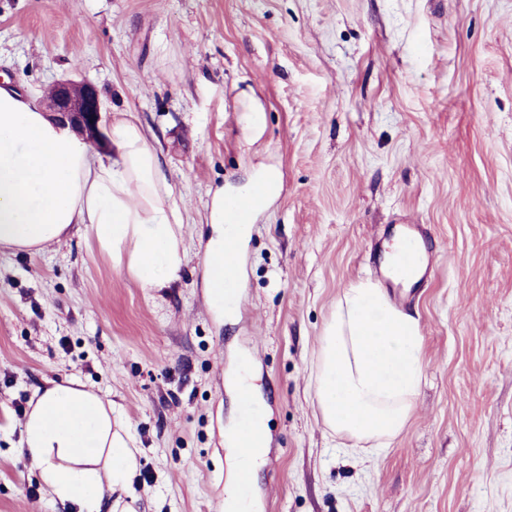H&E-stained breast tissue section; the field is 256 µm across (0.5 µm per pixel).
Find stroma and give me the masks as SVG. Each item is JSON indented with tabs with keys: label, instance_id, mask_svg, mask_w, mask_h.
I'll return each mask as SVG.
<instances>
[{
	"label": "stroma",
	"instance_id": "stroma-1",
	"mask_svg": "<svg viewBox=\"0 0 512 512\" xmlns=\"http://www.w3.org/2000/svg\"><path fill=\"white\" fill-rule=\"evenodd\" d=\"M65 77L143 128L184 266L143 287L81 227L0 252V512H66L20 450L49 380L115 403L132 512H224L242 362L267 424L250 512H512V0H0V81L39 98ZM265 169L281 187L227 310L207 286L209 193ZM399 224L432 255L420 286L388 288L423 377L391 446L355 450L313 366L342 288H387Z\"/></svg>",
	"mask_w": 512,
	"mask_h": 512
}]
</instances>
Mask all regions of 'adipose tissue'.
Returning a JSON list of instances; mask_svg holds the SVG:
<instances>
[{
    "mask_svg": "<svg viewBox=\"0 0 512 512\" xmlns=\"http://www.w3.org/2000/svg\"><path fill=\"white\" fill-rule=\"evenodd\" d=\"M114 150L91 149L56 127L35 98L0 87V250H40L81 224L99 247L128 254L144 287L176 279L179 204L155 149L133 117L111 123ZM421 338L409 315L369 282L343 288L315 365L318 406L336 435L389 447L409 420L422 378ZM97 393L54 383L36 389L21 448L61 503L105 512L126 491L133 440L112 427Z\"/></svg>",
    "mask_w": 512,
    "mask_h": 512,
    "instance_id": "1",
    "label": "adipose tissue"
}]
</instances>
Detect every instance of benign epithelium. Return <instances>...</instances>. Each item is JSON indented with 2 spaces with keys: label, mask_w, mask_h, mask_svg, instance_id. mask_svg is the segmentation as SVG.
Segmentation results:
<instances>
[{
  "label": "benign epithelium",
  "mask_w": 512,
  "mask_h": 512,
  "mask_svg": "<svg viewBox=\"0 0 512 512\" xmlns=\"http://www.w3.org/2000/svg\"><path fill=\"white\" fill-rule=\"evenodd\" d=\"M50 119L88 142L106 143L100 127L103 102L97 87L87 80L60 79L45 94Z\"/></svg>",
  "instance_id": "benign-epithelium-1"
}]
</instances>
